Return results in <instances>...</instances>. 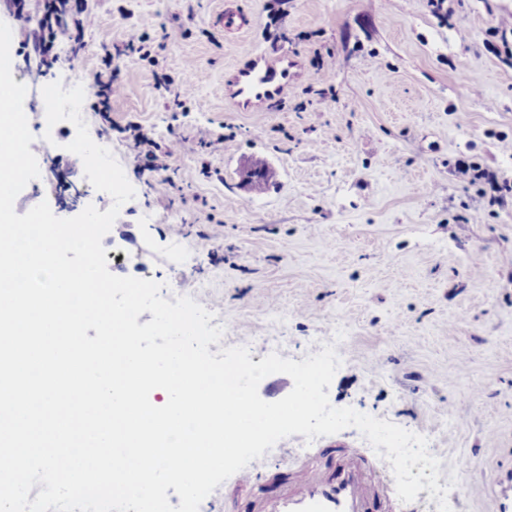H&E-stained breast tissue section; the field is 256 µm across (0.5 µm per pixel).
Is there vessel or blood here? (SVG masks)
I'll list each match as a JSON object with an SVG mask.
<instances>
[{
  "instance_id": "obj_1",
  "label": "vessel or blood",
  "mask_w": 512,
  "mask_h": 512,
  "mask_svg": "<svg viewBox=\"0 0 512 512\" xmlns=\"http://www.w3.org/2000/svg\"><path fill=\"white\" fill-rule=\"evenodd\" d=\"M288 86V61L252 52L224 87V95L239 109L249 110L282 96ZM285 477L279 491L260 501V512H403L388 496L390 480L386 462L370 461L362 449L351 445L326 449L313 458L286 452L277 462L261 458L242 470L236 485L251 489L261 485L272 470ZM497 512H512V472L494 482Z\"/></svg>"
}]
</instances>
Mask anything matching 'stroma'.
Masks as SVG:
<instances>
[{
	"label": "stroma",
	"instance_id": "obj_1",
	"mask_svg": "<svg viewBox=\"0 0 512 512\" xmlns=\"http://www.w3.org/2000/svg\"><path fill=\"white\" fill-rule=\"evenodd\" d=\"M219 2L86 0L97 25L43 82L13 32L40 169L16 213L94 203L65 149L74 125L43 131L41 89L92 79L109 46L124 90L111 122L89 110L86 123L136 191L102 240L110 272L190 295L256 362L305 359L344 330L331 404L426 436L458 473L452 512H495L489 485L512 472V192L489 204L456 163L512 185V0H232L251 18L242 31L221 25ZM133 26L165 50L125 55ZM255 50L294 68L280 100L242 112L224 83ZM188 60L194 92L179 106L156 79L180 80ZM131 123L160 146L183 138L167 177L137 174ZM181 247L193 261H176Z\"/></svg>",
	"mask_w": 512,
	"mask_h": 512
}]
</instances>
